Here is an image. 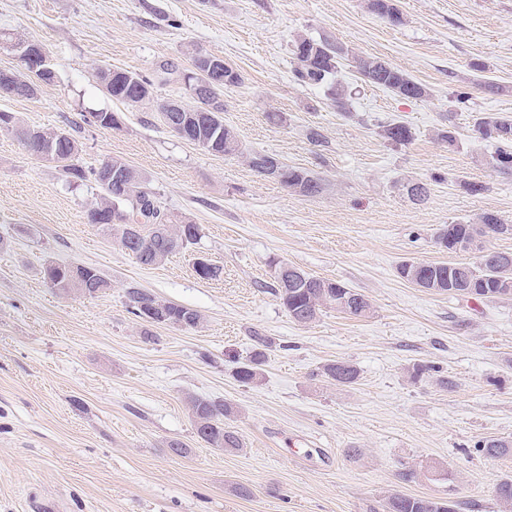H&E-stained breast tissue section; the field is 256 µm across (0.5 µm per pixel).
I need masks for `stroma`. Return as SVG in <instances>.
Instances as JSON below:
<instances>
[{
	"instance_id": "stroma-1",
	"label": "stroma",
	"mask_w": 512,
	"mask_h": 512,
	"mask_svg": "<svg viewBox=\"0 0 512 512\" xmlns=\"http://www.w3.org/2000/svg\"><path fill=\"white\" fill-rule=\"evenodd\" d=\"M393 2L397 26L369 0H0V32L43 43L56 71L35 98L0 96V111L73 128L83 166L124 159L173 219L202 229L195 250L141 265L87 223L94 180L66 182L0 131V512L44 501L63 512H382L393 492L502 512L495 489L512 478V458L489 460L476 444L512 439V296L429 291L396 267L475 262L476 252L438 247L441 226L487 211L512 224V170L493 168L490 143L473 132L481 114L512 116V0ZM298 34L382 58L428 94L406 100L365 84L347 61L352 106L339 111L323 88L295 83ZM199 53L242 77L222 99L243 156L178 138L159 112L113 100L96 77L132 71L152 81L156 100L181 99L179 73ZM166 60L179 72L163 73ZM459 91L467 102L456 103ZM97 110L119 113V127L85 123ZM387 121L411 127L413 140L386 141ZM448 124L451 144L435 137ZM313 128L323 145L309 140ZM252 152L307 171L319 193L258 175ZM415 182L427 184L425 201L408 195ZM199 253L218 279L196 275ZM49 261L95 266L111 286L62 293L44 279ZM275 261L363 293L372 314L325 307L294 322L264 290ZM132 285L196 310L201 324L148 325L130 312ZM256 332L272 347L245 385L234 372ZM331 360L355 365L358 382L323 377ZM419 364L428 371L417 377ZM193 397L235 408L242 448L197 437ZM172 439L186 455L171 452ZM406 468L418 481L400 482Z\"/></svg>"
}]
</instances>
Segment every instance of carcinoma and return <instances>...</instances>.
<instances>
[{
  "instance_id": "obj_1",
  "label": "carcinoma",
  "mask_w": 512,
  "mask_h": 512,
  "mask_svg": "<svg viewBox=\"0 0 512 512\" xmlns=\"http://www.w3.org/2000/svg\"><path fill=\"white\" fill-rule=\"evenodd\" d=\"M374 11L388 17L394 25L403 24L404 18L392 4V0H371ZM292 52L297 60L294 78L300 85L322 86L330 101L342 111L348 110V97L344 87L334 82L343 62L352 60L364 82L383 88L402 98L420 99L427 94L424 86L413 78L378 57L350 55L341 44L328 39L315 40L299 35L292 44ZM135 82H128L126 76H114L112 70L102 71L98 78L108 84L107 95L127 105L155 108L163 118H168L166 105L157 103L154 97H143L138 87L150 80L136 73ZM224 87L212 90L204 87L198 94L189 95L191 102H177V114L199 116L201 125L190 123L184 127L182 139L192 144L205 139L207 151L224 154L228 144L237 142L234 133L224 126V119L218 112H208L206 106L212 96H218ZM10 121L0 119V130L16 133L28 150L40 156L44 149H51L52 163L59 168L65 179L84 180L87 176H97V169L70 167L66 161L79 158L78 141L68 130L41 126H25L15 113H9ZM477 138L491 143L494 151L490 163L501 170L512 169V118L496 113H485L473 125ZM382 135L390 143L401 145L413 139L411 128L402 122H386L382 125ZM249 166L257 173L265 174V169L278 166L275 175L281 184L302 195H312L319 190L317 180L308 172L285 165L279 159L262 153L246 155ZM109 162L120 164L126 176V189L116 194L101 181L97 182L99 192L89 204L87 213L98 216V228L115 238L123 250L133 255L143 265H156L169 256L187 250L198 244L201 229L189 220L173 221L162 209L156 193L144 184V178L133 166L120 158H110ZM503 221L493 213H484L477 224H451L448 229L450 241L444 248L451 250V241L471 238L484 234L483 227L497 226ZM274 281L265 286L288 313L300 324L316 319L322 307L330 305L337 311L365 317L371 313L372 305L362 293L345 285L313 276L300 268L283 262L274 263ZM417 269L419 282L439 292H453L457 285L472 288L473 296L493 297V291L502 281H512V252L501 253V260L485 263H444L418 262L402 263L397 267V275L407 278L408 269ZM45 279L55 281L59 291L69 293L81 291L89 286L103 293L111 287L108 279L95 267L86 265L61 266L49 263L44 267ZM127 297L131 313L143 318L150 305L161 307L157 323L180 328H195L200 324V315L187 307L159 299L141 288L130 287ZM251 355L236 370L239 382L250 384L261 374V366L266 360L270 341L264 336H254ZM322 376L341 385H353L359 379V370L354 365L332 360L322 367ZM190 410L197 436L211 448L238 449L242 447L239 436L229 430L225 420L234 415V408L222 400L193 397ZM477 448L486 458L497 460L512 456V441L491 438L481 441ZM384 512H455L448 501L426 496L393 493L384 502Z\"/></svg>"
}]
</instances>
